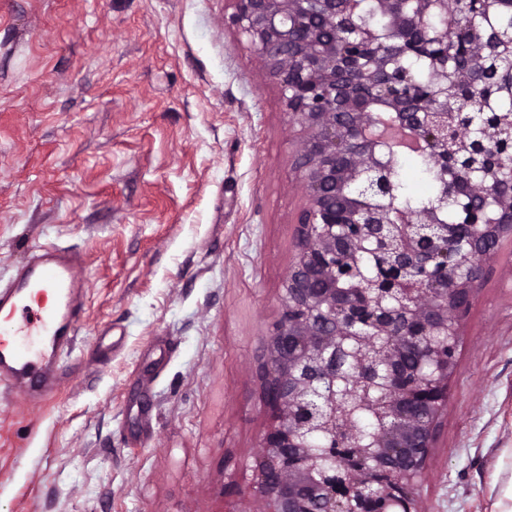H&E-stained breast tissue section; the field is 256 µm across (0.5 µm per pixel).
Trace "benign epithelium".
I'll list each match as a JSON object with an SVG mask.
<instances>
[{
  "instance_id": "obj_1",
  "label": "benign epithelium",
  "mask_w": 512,
  "mask_h": 512,
  "mask_svg": "<svg viewBox=\"0 0 512 512\" xmlns=\"http://www.w3.org/2000/svg\"><path fill=\"white\" fill-rule=\"evenodd\" d=\"M246 37L299 126L292 169L305 195L281 314L264 342L262 395L271 425L251 481L224 494L253 496L263 512H420L409 493L425 476L448 408L462 336L486 262L512 240V195L496 192L498 164L512 160V118L485 120L474 136L448 131L456 109L448 84L474 86L498 72L512 35L462 24L456 0H379L400 40L381 41L355 24V0H230ZM466 34L471 69L448 73L447 33ZM433 47L436 81L423 93L397 60L412 45ZM394 139L426 153L443 185L465 187L475 219L448 231L436 211L395 203V171L382 153ZM374 260L362 273L359 256ZM361 381L383 391L373 464L349 456L354 428L336 422L331 387L350 359ZM326 435L333 466L314 474L306 431Z\"/></svg>"
}]
</instances>
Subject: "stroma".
Instances as JSON below:
<instances>
[{
	"label": "stroma",
	"instance_id": "35a3bbf8",
	"mask_svg": "<svg viewBox=\"0 0 512 512\" xmlns=\"http://www.w3.org/2000/svg\"><path fill=\"white\" fill-rule=\"evenodd\" d=\"M230 0H0V283L77 253L55 397L0 394V512H262L256 370L304 194ZM111 331L112 354L92 343ZM421 512H512V243L472 300Z\"/></svg>",
	"mask_w": 512,
	"mask_h": 512
}]
</instances>
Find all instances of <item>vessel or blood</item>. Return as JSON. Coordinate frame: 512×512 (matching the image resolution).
Returning a JSON list of instances; mask_svg holds the SVG:
<instances>
[{"instance_id":"1","label":"vessel or blood","mask_w":512,"mask_h":512,"mask_svg":"<svg viewBox=\"0 0 512 512\" xmlns=\"http://www.w3.org/2000/svg\"><path fill=\"white\" fill-rule=\"evenodd\" d=\"M76 266L69 250L37 244L0 284V386L36 406L55 395L59 361L86 314Z\"/></svg>"}]
</instances>
